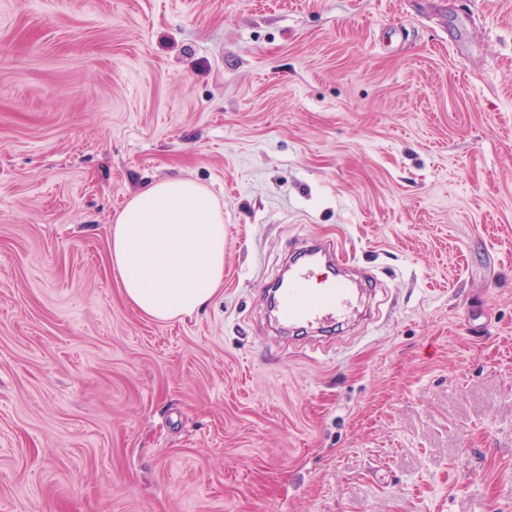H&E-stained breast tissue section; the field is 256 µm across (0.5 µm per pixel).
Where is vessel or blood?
I'll use <instances>...</instances> for the list:
<instances>
[{
    "instance_id": "vessel-or-blood-1",
    "label": "vessel or blood",
    "mask_w": 512,
    "mask_h": 512,
    "mask_svg": "<svg viewBox=\"0 0 512 512\" xmlns=\"http://www.w3.org/2000/svg\"><path fill=\"white\" fill-rule=\"evenodd\" d=\"M302 250L310 254L308 262L295 266L288 281L279 287L278 319L282 324L325 326L346 317L355 306L356 291L345 280L321 276L320 264L340 261L331 240H312Z\"/></svg>"
}]
</instances>
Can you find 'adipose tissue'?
Instances as JSON below:
<instances>
[{
  "mask_svg": "<svg viewBox=\"0 0 512 512\" xmlns=\"http://www.w3.org/2000/svg\"><path fill=\"white\" fill-rule=\"evenodd\" d=\"M108 244L124 301L150 318L193 314L224 287V211L193 180L134 193L110 224Z\"/></svg>",
  "mask_w": 512,
  "mask_h": 512,
  "instance_id": "ef3b65f1",
  "label": "adipose tissue"
}]
</instances>
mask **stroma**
Segmentation results:
<instances>
[{
    "instance_id": "obj_1",
    "label": "stroma",
    "mask_w": 512,
    "mask_h": 512,
    "mask_svg": "<svg viewBox=\"0 0 512 512\" xmlns=\"http://www.w3.org/2000/svg\"><path fill=\"white\" fill-rule=\"evenodd\" d=\"M171 178L224 288L160 322ZM311 236L372 322L277 332ZM0 512H512V0H0ZM108 244L124 301L155 320L191 315L224 288V210L191 179L134 193L109 225Z\"/></svg>"
}]
</instances>
